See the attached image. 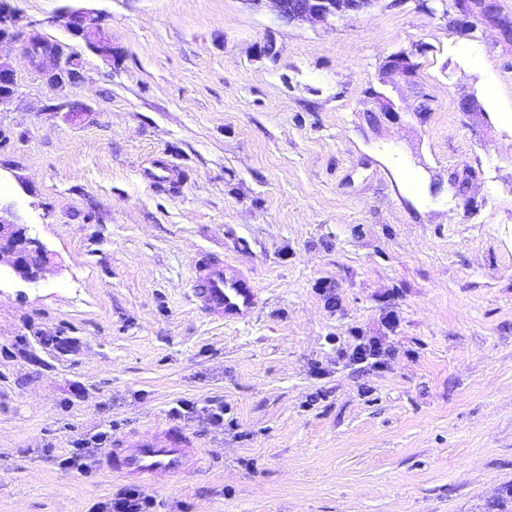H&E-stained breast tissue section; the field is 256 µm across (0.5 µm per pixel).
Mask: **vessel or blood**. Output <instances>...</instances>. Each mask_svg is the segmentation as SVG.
<instances>
[{
    "instance_id": "1",
    "label": "vessel or blood",
    "mask_w": 512,
    "mask_h": 512,
    "mask_svg": "<svg viewBox=\"0 0 512 512\" xmlns=\"http://www.w3.org/2000/svg\"><path fill=\"white\" fill-rule=\"evenodd\" d=\"M198 308L217 320L243 321L254 312L258 291L234 266L205 257L191 278ZM200 460V450L187 431L156 426L114 441L102 455V467L133 483L186 475Z\"/></svg>"
}]
</instances>
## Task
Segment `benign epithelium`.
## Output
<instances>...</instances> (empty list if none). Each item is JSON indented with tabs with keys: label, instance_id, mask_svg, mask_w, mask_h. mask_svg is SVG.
Wrapping results in <instances>:
<instances>
[{
	"label": "benign epithelium",
	"instance_id": "7a95c632",
	"mask_svg": "<svg viewBox=\"0 0 512 512\" xmlns=\"http://www.w3.org/2000/svg\"><path fill=\"white\" fill-rule=\"evenodd\" d=\"M258 8L270 11L279 18L292 22L327 23L347 16L367 12L379 0H249ZM484 18L496 24L505 35L512 34V19L499 13L494 0H485ZM49 23L61 25L74 38L104 58L112 57V40L104 25V19L84 8H66L50 17ZM30 63L41 69L47 60H54L56 68L49 72L53 84L70 76V65L62 62V54L44 47V39L31 37L23 47ZM415 53L399 52L390 55L378 74L380 87L370 88L364 101V112L375 124L398 125L404 120L403 107L391 91H399L400 84L411 86L415 82L417 64ZM392 90H387V87ZM17 92L16 74L12 64L0 56V108L8 105ZM463 112L470 116L481 114L477 94L465 91L459 97ZM48 253L44 245L29 236L27 229L16 221L11 207L0 205V266L5 265L15 276L25 282L40 278Z\"/></svg>",
	"mask_w": 512,
	"mask_h": 512
}]
</instances>
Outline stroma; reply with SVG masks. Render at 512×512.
I'll return each instance as SVG.
<instances>
[{
	"label": "stroma",
	"mask_w": 512,
	"mask_h": 512,
	"mask_svg": "<svg viewBox=\"0 0 512 512\" xmlns=\"http://www.w3.org/2000/svg\"><path fill=\"white\" fill-rule=\"evenodd\" d=\"M77 54L50 84L0 46V203L49 251L0 272V512H90L125 483L96 433L167 425L203 461L143 486L155 512H486L512 485V39L454 0L330 24L249 0H10ZM104 20V59L50 17ZM274 44V55L263 53ZM416 50L402 124L364 92ZM478 93L485 116L462 112ZM428 102L425 123L413 111ZM80 104L77 112L65 111ZM173 180L147 178L157 160ZM471 167L477 180L450 186ZM221 255L260 290L216 323L190 280ZM386 364L344 358L359 337ZM190 409L172 415L176 403ZM223 407L224 420L207 412ZM16 92L15 70L6 58L0 56V109L12 101Z\"/></svg>",
	"instance_id": "stroma-1"
}]
</instances>
